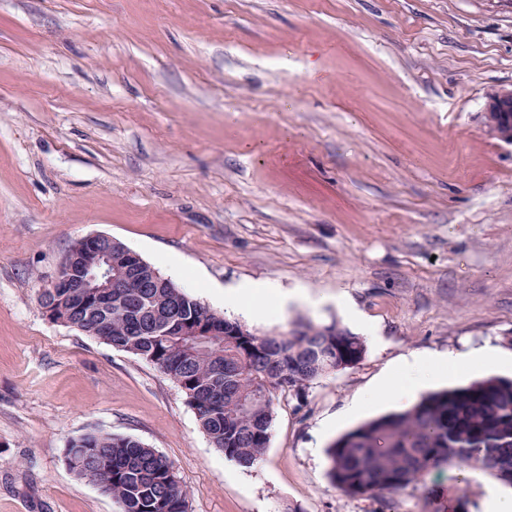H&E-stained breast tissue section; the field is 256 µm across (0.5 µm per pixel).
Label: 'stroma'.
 Instances as JSON below:
<instances>
[{
	"mask_svg": "<svg viewBox=\"0 0 512 512\" xmlns=\"http://www.w3.org/2000/svg\"><path fill=\"white\" fill-rule=\"evenodd\" d=\"M511 87L512 0H0V512H115L65 461L89 431L164 455L189 512H484L481 471L351 497L327 450L398 411L347 414L404 357L512 353V145L483 124ZM93 234L218 313L213 285L310 296L258 335L359 333L343 297L376 335L227 467L169 376L45 317Z\"/></svg>",
	"mask_w": 512,
	"mask_h": 512,
	"instance_id": "obj_1",
	"label": "stroma"
}]
</instances>
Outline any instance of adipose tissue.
<instances>
[{
    "mask_svg": "<svg viewBox=\"0 0 512 512\" xmlns=\"http://www.w3.org/2000/svg\"><path fill=\"white\" fill-rule=\"evenodd\" d=\"M224 307L233 314L255 321H262L273 315H284L288 305L294 301L306 300L305 292H288L278 285L264 283H242L225 289ZM512 365V355L506 356L497 349L482 346L463 354L442 353L431 357L411 356L400 364L399 381L385 380L380 388L382 394L399 400L410 396L435 379L441 378L444 369L463 366L489 368Z\"/></svg>",
    "mask_w": 512,
    "mask_h": 512,
    "instance_id": "adipose-tissue-1",
    "label": "adipose tissue"
}]
</instances>
